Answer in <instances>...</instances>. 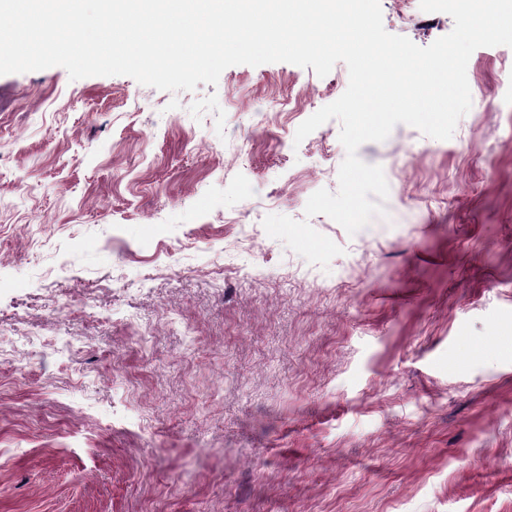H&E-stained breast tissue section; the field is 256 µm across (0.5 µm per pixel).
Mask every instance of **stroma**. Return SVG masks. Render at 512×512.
<instances>
[{
	"label": "stroma",
	"mask_w": 512,
	"mask_h": 512,
	"mask_svg": "<svg viewBox=\"0 0 512 512\" xmlns=\"http://www.w3.org/2000/svg\"><path fill=\"white\" fill-rule=\"evenodd\" d=\"M381 7L421 47L454 26ZM467 71L452 138L359 147L405 216L353 235L305 214L340 121L295 139L345 63L0 75V512H512V47Z\"/></svg>",
	"instance_id": "35a3bbf8"
}]
</instances>
